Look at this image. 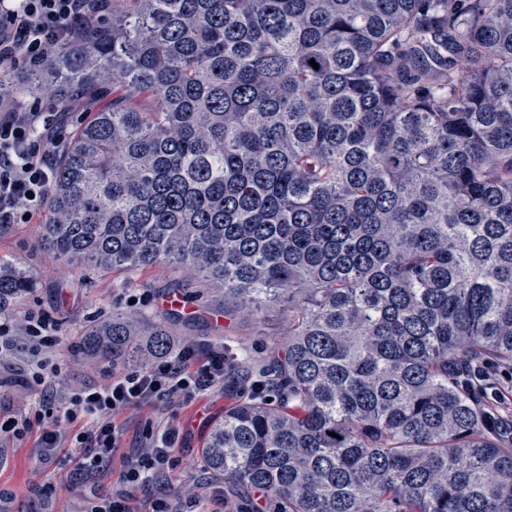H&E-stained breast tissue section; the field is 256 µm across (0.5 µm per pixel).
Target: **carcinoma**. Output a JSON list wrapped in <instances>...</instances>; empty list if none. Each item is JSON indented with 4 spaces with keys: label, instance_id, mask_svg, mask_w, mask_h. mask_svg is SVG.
Returning a JSON list of instances; mask_svg holds the SVG:
<instances>
[{
    "label": "carcinoma",
    "instance_id": "1",
    "mask_svg": "<svg viewBox=\"0 0 512 512\" xmlns=\"http://www.w3.org/2000/svg\"><path fill=\"white\" fill-rule=\"evenodd\" d=\"M0 90L92 111L55 152L56 259L169 266L226 318L288 303L204 436L215 479L262 512H512L468 381L512 363V0H130ZM38 284L0 257V315ZM178 318L73 350L136 369ZM200 291V297L193 299H184L185 306L189 307L193 310V314L191 315H183L181 319H188L192 317L197 310L208 307L211 309H217L221 307L223 302V296L220 292L212 289V288H190L189 291Z\"/></svg>",
    "mask_w": 512,
    "mask_h": 512
}]
</instances>
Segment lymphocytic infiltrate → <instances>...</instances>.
<instances>
[{
  "mask_svg": "<svg viewBox=\"0 0 512 512\" xmlns=\"http://www.w3.org/2000/svg\"><path fill=\"white\" fill-rule=\"evenodd\" d=\"M106 0H0V71L36 64L59 42L73 37L76 26ZM64 139L59 113L26 109L0 97V224H28L43 209L53 177L52 153ZM36 354V372L7 366L12 386L35 390L45 383L50 353L57 345L55 324L44 315L25 326ZM224 381V355L200 352L191 341L178 343L172 355L153 359L101 386H87L60 404L46 403L34 417L0 419V439L21 440L34 423L44 429L33 450L45 468L54 466L60 448H72L87 475L106 473L118 448L116 419L127 408L146 406L162 397L207 393ZM66 422L58 424L55 412ZM178 428L168 427L123 459L128 484H144L175 464ZM204 501L187 490L177 502L140 499L124 490L87 501L83 512H202Z\"/></svg>",
  "mask_w": 512,
  "mask_h": 512,
  "instance_id": "1",
  "label": "lymphocytic infiltrate"
}]
</instances>
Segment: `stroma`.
Here are the masks:
<instances>
[{
    "instance_id": "35a3bbf8",
    "label": "stroma",
    "mask_w": 512,
    "mask_h": 512,
    "mask_svg": "<svg viewBox=\"0 0 512 512\" xmlns=\"http://www.w3.org/2000/svg\"><path fill=\"white\" fill-rule=\"evenodd\" d=\"M48 219L49 214L44 211L33 223L13 225L9 232L0 235V255L18 260L39 277L38 288L17 305L13 318L21 324L29 315L40 312L57 324L59 343L53 361L59 368L56 390L63 395L81 387L105 384L113 375L110 364L88 362L69 350L71 341L83 333L89 321L134 306L160 311L163 290L176 272L164 265L149 266L137 272L135 287L127 288L123 285L126 272L117 269L97 277L92 284H84L80 267L62 265L42 248L40 227ZM222 302L220 292L201 289L199 297L186 300L185 305L195 311L211 308L212 316L204 322L174 323L173 333L206 350H226L239 368L258 371L270 341L288 333L285 308L274 306L255 316L222 319L215 314ZM478 397L492 407L497 426L512 423V368L501 364L485 366L479 376ZM231 401L230 393L217 392L176 403L162 399L126 414L121 420L120 452L124 455L143 446L148 423H172L184 432L182 443L173 451L177 467L136 489V496L164 495L174 500L195 482L208 492L221 488V481L203 469L200 447L212 419L222 414ZM33 445L30 436L21 441L0 442V487L12 492L13 512H28L33 490L42 480L32 456Z\"/></svg>"
}]
</instances>
